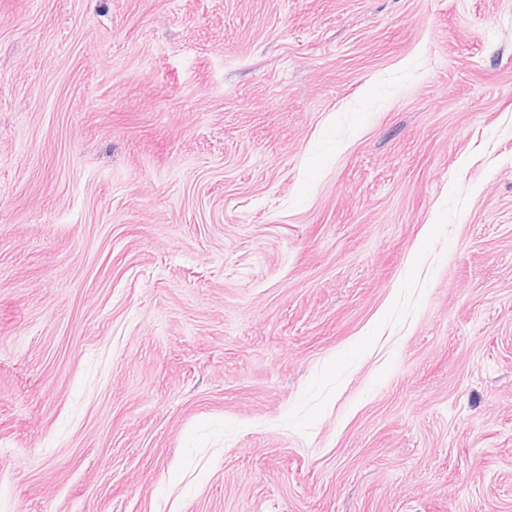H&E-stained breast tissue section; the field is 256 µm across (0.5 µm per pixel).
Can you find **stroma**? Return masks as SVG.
Here are the masks:
<instances>
[{
	"label": "stroma",
	"instance_id": "1",
	"mask_svg": "<svg viewBox=\"0 0 512 512\" xmlns=\"http://www.w3.org/2000/svg\"><path fill=\"white\" fill-rule=\"evenodd\" d=\"M0 512H512V0H0Z\"/></svg>",
	"mask_w": 512,
	"mask_h": 512
}]
</instances>
